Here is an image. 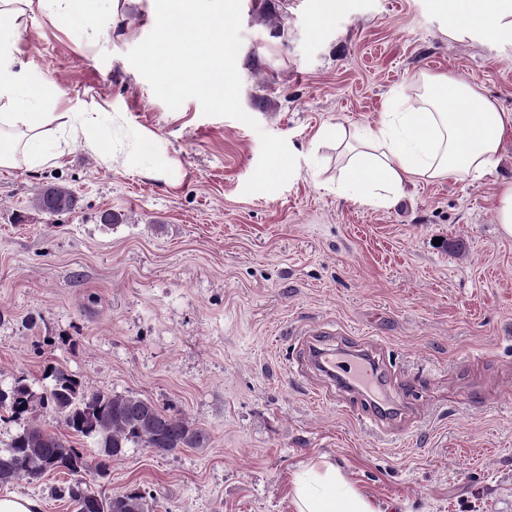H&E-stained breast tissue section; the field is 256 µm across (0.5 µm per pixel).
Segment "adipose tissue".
Listing matches in <instances>:
<instances>
[{
  "label": "adipose tissue",
  "instance_id": "1",
  "mask_svg": "<svg viewBox=\"0 0 512 512\" xmlns=\"http://www.w3.org/2000/svg\"><path fill=\"white\" fill-rule=\"evenodd\" d=\"M87 0H0V17L24 23L32 8L53 13L62 23L86 9ZM455 25L477 26L494 35L512 36V8L503 0H451ZM425 90L416 97L404 90L393 100L377 128L353 132L337 127L336 146L347 160L336 182L337 193L381 208L398 205L409 186L423 180L478 179L499 162L503 142L512 137V113L466 84L419 78ZM62 89L45 91L26 80L9 43L0 41V166L26 159L32 166L58 160L61 148L47 141L61 129L87 132L96 118L52 112ZM35 111H22L23 99ZM294 512H379L351 480L325 460L301 466L291 478Z\"/></svg>",
  "mask_w": 512,
  "mask_h": 512
}]
</instances>
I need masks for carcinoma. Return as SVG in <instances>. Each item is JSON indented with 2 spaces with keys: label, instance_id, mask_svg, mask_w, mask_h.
<instances>
[{
  "label": "carcinoma",
  "instance_id": "obj_1",
  "mask_svg": "<svg viewBox=\"0 0 512 512\" xmlns=\"http://www.w3.org/2000/svg\"><path fill=\"white\" fill-rule=\"evenodd\" d=\"M70 191L60 186L43 189L37 207L49 214L73 207ZM50 389L37 393L19 377L6 390L0 389V409L19 417L36 408L54 413L68 430L92 440L99 458L89 462L81 449L31 421L0 449V486L20 480H35L53 471L75 476L67 488L76 512H154V503L137 489L121 495L104 496L81 479L94 471L108 474L110 462L130 448H160L170 453L179 448H202L205 433L182 416L158 407L136 394L106 391L88 393L74 375L56 369Z\"/></svg>",
  "mask_w": 512,
  "mask_h": 512
}]
</instances>
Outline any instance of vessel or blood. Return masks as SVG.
<instances>
[{
	"mask_svg": "<svg viewBox=\"0 0 512 512\" xmlns=\"http://www.w3.org/2000/svg\"><path fill=\"white\" fill-rule=\"evenodd\" d=\"M300 342L306 363L339 391L364 405L361 420L367 428L391 430L395 421L407 413L406 402L389 387L388 370L376 346L336 348L327 328L320 325L308 327Z\"/></svg>",
	"mask_w": 512,
	"mask_h": 512,
	"instance_id": "obj_1",
	"label": "vessel or blood"
}]
</instances>
